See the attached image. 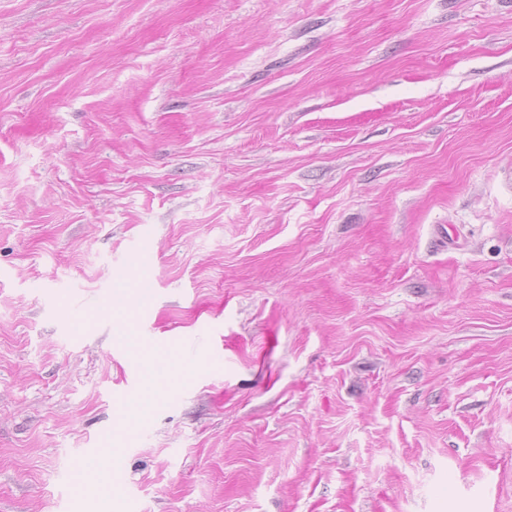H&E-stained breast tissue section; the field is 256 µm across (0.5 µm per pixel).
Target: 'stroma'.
Segmentation results:
<instances>
[{"label":"stroma","mask_w":512,"mask_h":512,"mask_svg":"<svg viewBox=\"0 0 512 512\" xmlns=\"http://www.w3.org/2000/svg\"><path fill=\"white\" fill-rule=\"evenodd\" d=\"M0 512H512V0H0ZM149 392L139 401L141 412L149 409L157 398L163 396V380L167 378V366L162 359L152 362L148 367Z\"/></svg>","instance_id":"35a3bbf8"}]
</instances>
